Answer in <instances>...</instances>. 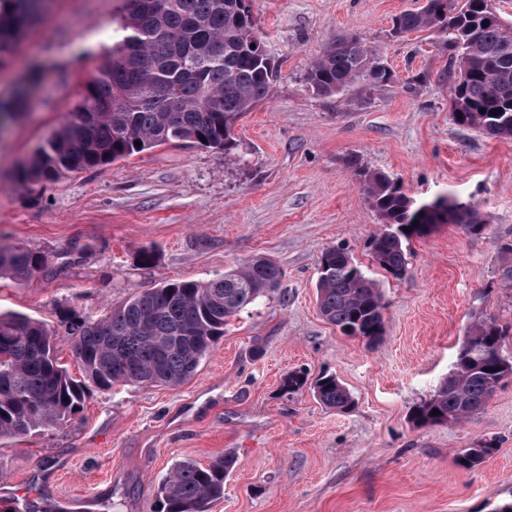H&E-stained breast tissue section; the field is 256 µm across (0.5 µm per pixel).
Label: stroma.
Here are the masks:
<instances>
[{
    "instance_id": "stroma-1",
    "label": "stroma",
    "mask_w": 512,
    "mask_h": 512,
    "mask_svg": "<svg viewBox=\"0 0 512 512\" xmlns=\"http://www.w3.org/2000/svg\"><path fill=\"white\" fill-rule=\"evenodd\" d=\"M426 0H249L279 66L270 96L234 130L231 155L161 145L103 168L25 190L11 172L65 120L82 82L111 47L121 0H47L38 23L0 65V100L32 81L21 118L0 134V242L46 255L32 282L0 279V312L63 331L70 313L98 318L165 281H207L264 256L284 278L245 309L195 374L177 387H88L64 428L0 439V508L13 512H159V484L177 461L234 451L224 497L210 512H493L512 498V378L466 421L416 427L412 408L433 394L477 315L512 320L501 288L512 254V138L449 119L448 49L393 20ZM355 33L393 71L388 84L312 91L309 65ZM399 181L407 196L442 193L479 204L478 235L439 225L409 243L394 278L371 253L380 217L353 166ZM345 247L383 291L375 346L320 314L322 252ZM154 251L141 267L139 251ZM291 372L333 373L348 412L310 389H281ZM495 441L481 466L457 463Z\"/></svg>"
}]
</instances>
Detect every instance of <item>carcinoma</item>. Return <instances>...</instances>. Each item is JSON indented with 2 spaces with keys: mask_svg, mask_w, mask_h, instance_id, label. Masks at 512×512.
Instances as JSON below:
<instances>
[{
  "mask_svg": "<svg viewBox=\"0 0 512 512\" xmlns=\"http://www.w3.org/2000/svg\"><path fill=\"white\" fill-rule=\"evenodd\" d=\"M44 2L0 0V64L35 24ZM124 2L121 39L84 78L82 98L68 119L19 168V186L101 168L164 144L228 152L237 122L270 94L278 65L255 44L256 20L238 9L237 0ZM418 30L446 35L454 124L489 137H512V22L490 10L489 0H428L426 8L394 21L396 36ZM392 79L381 53L361 38L333 41L306 73L321 95ZM496 108L501 113L494 116ZM355 176L384 224L372 241L374 260L395 278L406 272L412 238L440 224H458L478 235L488 224L474 202L441 194L416 204L382 172L357 168ZM47 266L38 251L0 244V278L25 283ZM282 278L274 261L256 257L214 280L162 282L98 319L69 320L66 339L87 379L102 390L119 383L176 387L224 337L231 320L270 298ZM315 288L322 316L342 334L369 345L381 341L382 290L346 248L331 246L322 253ZM511 335L512 322L491 316L473 321L453 370L414 406L411 422L460 423L479 413L512 378V358L501 352ZM56 340L41 322L0 312L1 439L57 429L83 408L86 386L59 363ZM310 389L329 409L345 412L354 403L333 374L319 375ZM435 409L439 414L433 416ZM495 451L493 442L468 448L458 464L476 468ZM234 465L231 453L205 466L192 459L175 463L159 486L163 512H210L224 498V480Z\"/></svg>",
  "mask_w": 512,
  "mask_h": 512,
  "instance_id": "cac0c4a2",
  "label": "carcinoma"
}]
</instances>
